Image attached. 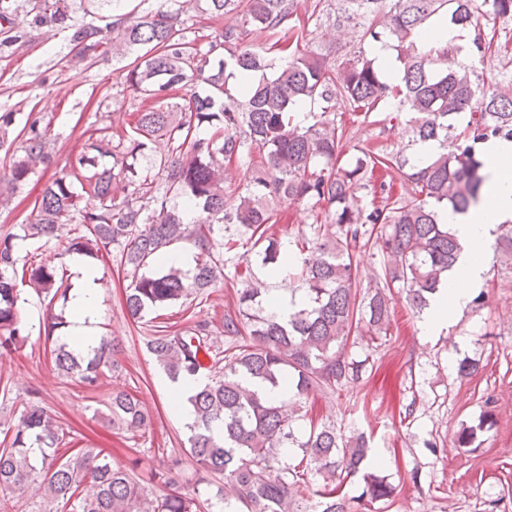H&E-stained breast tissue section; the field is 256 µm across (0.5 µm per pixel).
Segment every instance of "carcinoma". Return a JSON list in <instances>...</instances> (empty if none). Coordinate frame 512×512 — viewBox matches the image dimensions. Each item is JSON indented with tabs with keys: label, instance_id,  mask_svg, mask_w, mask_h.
<instances>
[{
	"label": "carcinoma",
	"instance_id": "1",
	"mask_svg": "<svg viewBox=\"0 0 512 512\" xmlns=\"http://www.w3.org/2000/svg\"><path fill=\"white\" fill-rule=\"evenodd\" d=\"M212 18L237 13L250 26L278 35L266 45L244 42V31L226 27L211 36L186 37L187 5ZM301 14L297 0H157L141 14L124 11V0H0L3 45L25 41L26 29L50 26L69 32L71 62L92 65L112 55L137 52L124 66L123 86L138 107L122 129L92 130L88 151L66 160L44 184L37 214L21 233L0 236V352L24 343L17 306L18 283L35 286L49 301L68 299L57 270L27 264L16 240L60 237L72 224L85 228L68 241L67 252L92 254L122 249L131 276L126 305L132 318L179 301L190 289L205 293L233 267L240 282L234 308L224 312V350L208 341L210 325L198 321L173 335L147 341L154 360L171 379L194 376L211 360L214 376L190 397V453L198 470L218 483L224 512H308L295 488L305 472L320 479L319 512H349L344 480L362 474L352 501L365 506L394 502L396 487L372 471L365 437L309 422L295 434L304 400L316 388L342 389L364 364L348 352L352 336L379 340L391 327L393 290H403L416 311L429 305L462 246L438 219L452 208L465 213L480 201L486 181L480 147L492 139L512 140V78L507 85L480 78L477 67L457 60L461 48L422 39L425 26L448 22L474 32L469 56L512 64V0H313ZM104 10L102 26L78 24L76 9ZM357 38L349 57L330 62L307 46L325 24ZM383 43L396 51L401 77L389 82L371 56ZM199 80L206 85L189 95ZM342 102L347 117L336 113ZM318 111H312V108ZM406 113L405 146L378 152L352 144L355 126L388 130L377 115ZM14 114H0V150L9 157L0 176L8 194L32 175L54 165L41 118L28 114L9 138ZM167 141L168 154L151 144ZM437 143L425 163L412 162L414 147ZM111 159L105 163L104 159ZM246 167L245 182L224 186L232 167ZM309 205L311 234L301 233L289 253L269 233L282 219V205ZM192 212V221L184 214ZM224 252L215 250L216 238ZM192 240L199 253L185 273L165 266L166 248ZM250 250L236 253L241 242ZM374 249L381 273L361 289L358 252ZM287 272L304 306L288 318L264 313L267 282ZM116 345L107 337L84 357L64 343L51 351L55 368L87 389L98 387L114 366ZM277 388L280 396L263 394ZM109 422L139 432L148 415L127 391L112 395ZM494 423L489 409L476 426L456 435L468 447L477 432ZM224 437L213 435L216 426ZM0 448V512H12L6 496L31 491L51 499L47 512H209V499L184 491L182 461L145 478L137 461L112 463L102 452L68 453L54 414L38 394L24 406Z\"/></svg>",
	"mask_w": 512,
	"mask_h": 512
}]
</instances>
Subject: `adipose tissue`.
<instances>
[{"mask_svg": "<svg viewBox=\"0 0 512 512\" xmlns=\"http://www.w3.org/2000/svg\"><path fill=\"white\" fill-rule=\"evenodd\" d=\"M481 160L489 175L482 202L464 213L449 208L439 213L441 223L452 228L463 251L426 309L422 330L428 336L447 328L470 303L472 290L485 269L493 226L512 220V141L486 142ZM71 271L70 319L61 340L84 352L99 342L95 323L100 314L103 274L98 266L80 259L73 261Z\"/></svg>", "mask_w": 512, "mask_h": 512, "instance_id": "ef3b65f1", "label": "adipose tissue"}]
</instances>
